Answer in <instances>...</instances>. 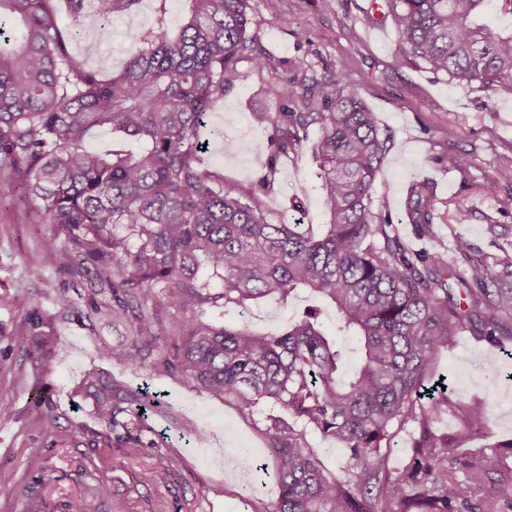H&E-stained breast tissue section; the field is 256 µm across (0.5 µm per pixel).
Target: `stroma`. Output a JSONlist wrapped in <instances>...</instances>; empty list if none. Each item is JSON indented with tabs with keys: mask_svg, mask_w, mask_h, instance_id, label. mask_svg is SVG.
Masks as SVG:
<instances>
[{
	"mask_svg": "<svg viewBox=\"0 0 512 512\" xmlns=\"http://www.w3.org/2000/svg\"><path fill=\"white\" fill-rule=\"evenodd\" d=\"M251 5L248 34L268 64L259 70L250 60L240 61L238 80L225 88L208 119L224 132L210 141L208 157L225 180L248 187L264 171L265 157L255 146L268 131L255 115L279 109L265 94L270 83L306 74L323 78L342 64L393 134L377 176L375 203L390 214L399 235L420 252L466 240L469 254L458 261L463 270L500 249L512 251V180L503 179L498 167L512 156L511 98L460 89L423 64L401 59L390 18L374 13L371 0H251ZM187 16V0H140L132 13L113 19L112 39L105 43L90 11L69 49L90 68L109 74L122 67L142 29L161 18L173 34ZM448 154L462 155L464 168L448 167ZM422 177L432 180L448 203L431 238L404 221L407 185ZM266 208L274 220L327 223L309 146L281 162ZM55 232L32 201L15 200L0 186V404L11 411L10 421L0 424V486L13 490L9 500L0 499V512H28L34 503L41 512H71L77 497L84 512H269L278 495L274 479L256 484L238 465L242 448L266 460L268 407L247 419L231 403L179 378L101 365L96 346L129 347L131 328L106 317L87 320L86 282L40 266L43 245ZM61 291L69 296V308L55 302ZM22 295L34 297L36 309L19 305ZM316 302L305 293L285 305L270 296L245 310L211 312L209 318L276 333L295 312ZM38 334L46 335L53 360L48 374L26 356L28 342ZM433 366L435 377L445 378L459 400L480 397L489 404L488 428L473 435L467 448L470 461L496 472L503 444L512 442V354L466 333ZM102 369L118 383L147 384L161 394V405L145 416L148 429L141 442L124 439L119 427L99 430L85 383ZM47 415L55 417V430L45 429ZM199 431L204 439H196ZM149 470L162 472L163 481H146ZM101 484L110 487V496L97 495Z\"/></svg>",
	"mask_w": 512,
	"mask_h": 512,
	"instance_id": "obj_1",
	"label": "stroma"
}]
</instances>
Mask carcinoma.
I'll return each mask as SVG.
<instances>
[{
  "mask_svg": "<svg viewBox=\"0 0 512 512\" xmlns=\"http://www.w3.org/2000/svg\"><path fill=\"white\" fill-rule=\"evenodd\" d=\"M189 2L176 35L158 18L122 70L106 76L69 51L65 34L91 6L105 40L112 19L139 0H0V183L21 189L55 226L41 264L89 280L88 316L131 324V346H101L98 359L177 376L244 415L261 404L276 410L264 429L279 489L269 512H512L502 491L512 483L508 456L494 481L463 453L469 434L487 426V402L459 403L429 386L434 356L459 334L512 342V282L491 288L486 266L462 274L448 251L423 255L399 237L374 199L391 136L340 69L322 81L270 84L280 108L260 116L270 127L257 145L268 154L260 184L224 181L208 161L207 119L240 60L258 69L266 60L248 36L250 0ZM384 3L400 56L461 89L512 97V30L487 24L491 0ZM313 124L330 215L319 235L272 221L260 198L279 157L301 147ZM100 128L136 139L140 151L91 148ZM437 203L430 180L411 181L406 223L433 234ZM300 290L333 305L356 337L360 362L349 377L341 374L348 351L325 333L318 308L275 334L206 319L268 295L286 305ZM166 306L186 316L168 327ZM27 354L52 371L46 339ZM86 390L100 422L139 441L145 391L94 376ZM455 410L465 428L450 438L435 421ZM407 425L411 452L392 470L390 441ZM311 433L345 449V476L320 462ZM450 463L465 468L463 479ZM474 485L485 487L476 503Z\"/></svg>",
  "mask_w": 512,
  "mask_h": 512,
  "instance_id": "carcinoma-1",
  "label": "carcinoma"
}]
</instances>
